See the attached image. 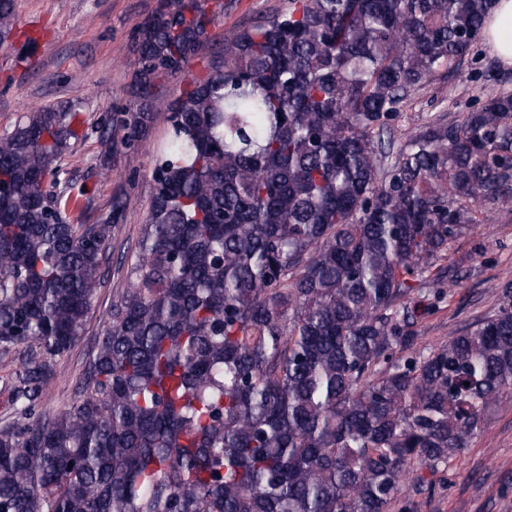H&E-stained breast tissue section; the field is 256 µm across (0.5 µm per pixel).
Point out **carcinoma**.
Listing matches in <instances>:
<instances>
[{
	"mask_svg": "<svg viewBox=\"0 0 512 512\" xmlns=\"http://www.w3.org/2000/svg\"><path fill=\"white\" fill-rule=\"evenodd\" d=\"M493 0H288L175 101L112 321L66 408L104 284L116 198L65 222L47 187L87 136L73 103L0 136V512H413L512 405V280L494 314L426 346L444 262L512 214V93L458 103L394 147L393 122L469 56ZM139 26L135 111L95 126L138 150L159 75L210 40L198 0ZM16 23L0 0V42Z\"/></svg>",
	"mask_w": 512,
	"mask_h": 512,
	"instance_id": "1",
	"label": "carcinoma"
}]
</instances>
